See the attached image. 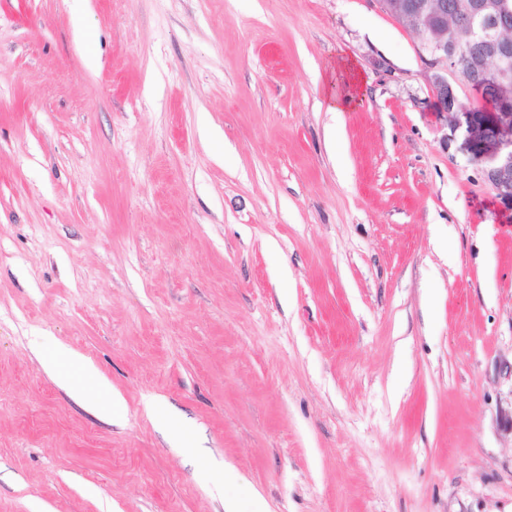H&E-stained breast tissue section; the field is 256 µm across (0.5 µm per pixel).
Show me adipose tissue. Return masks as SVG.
Masks as SVG:
<instances>
[{
  "mask_svg": "<svg viewBox=\"0 0 512 512\" xmlns=\"http://www.w3.org/2000/svg\"><path fill=\"white\" fill-rule=\"evenodd\" d=\"M48 369L72 395L79 398L94 395L93 409L98 416L109 420L117 417L119 399L103 383L94 382V371L86 360L69 353L50 360Z\"/></svg>",
  "mask_w": 512,
  "mask_h": 512,
  "instance_id": "obj_1",
  "label": "adipose tissue"
}]
</instances>
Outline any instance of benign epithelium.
Listing matches in <instances>:
<instances>
[{"label":"benign epithelium","mask_w":512,"mask_h":512,"mask_svg":"<svg viewBox=\"0 0 512 512\" xmlns=\"http://www.w3.org/2000/svg\"><path fill=\"white\" fill-rule=\"evenodd\" d=\"M381 9L422 36L420 55L438 111L461 132L471 160L498 197L512 205V18L499 0H378ZM468 20L464 42L435 32L448 15ZM485 96L493 88L492 109L453 111L456 87Z\"/></svg>","instance_id":"7a95c632"}]
</instances>
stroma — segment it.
<instances>
[{"label": "stroma", "mask_w": 512, "mask_h": 512, "mask_svg": "<svg viewBox=\"0 0 512 512\" xmlns=\"http://www.w3.org/2000/svg\"><path fill=\"white\" fill-rule=\"evenodd\" d=\"M420 42L376 0H0V512H512V207ZM48 369L58 382L72 395L83 398L90 393L95 394L93 410L105 419H115L118 415L120 401L101 382L93 385L94 371L91 365L80 356L69 353L63 358H54L47 362Z\"/></svg>", "instance_id": "stroma-1"}]
</instances>
